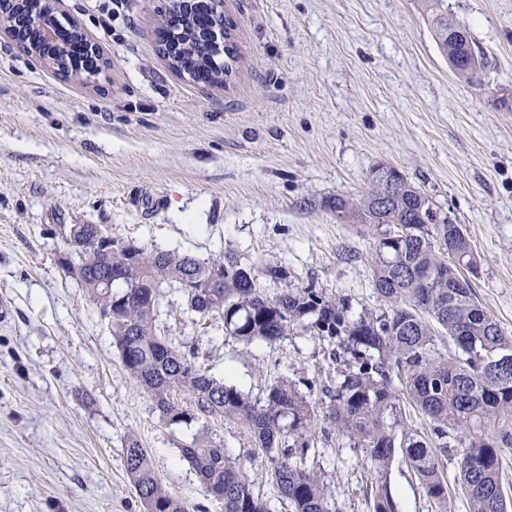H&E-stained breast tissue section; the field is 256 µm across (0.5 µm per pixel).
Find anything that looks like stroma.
I'll list each match as a JSON object with an SVG mask.
<instances>
[{"mask_svg": "<svg viewBox=\"0 0 512 512\" xmlns=\"http://www.w3.org/2000/svg\"><path fill=\"white\" fill-rule=\"evenodd\" d=\"M161 0H123L104 32L95 0H57L108 66L67 79L0 36V512H143L122 447L136 434L162 485L223 512L180 461L201 430L166 425L125 372L107 320L58 259L61 227L98 224L149 249L229 253L266 275L267 295L312 287L379 312L371 240L337 219L371 169L402 172L465 228L480 258L472 286L512 335V0H447L484 59L481 83L449 69L420 0H224L238 58L203 90L158 52ZM159 323L216 378L251 398L278 378L336 376L322 341L290 333L245 346L188 312L178 293ZM238 458L256 493L267 462L243 426L203 428ZM336 512H373L375 480L347 441H330ZM399 512H432L414 472L387 474Z\"/></svg>", "mask_w": 512, "mask_h": 512, "instance_id": "stroma-1", "label": "stroma"}]
</instances>
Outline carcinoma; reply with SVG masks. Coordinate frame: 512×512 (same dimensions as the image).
Returning a JSON list of instances; mask_svg holds the SVG:
<instances>
[{
  "label": "carcinoma",
  "mask_w": 512,
  "mask_h": 512,
  "mask_svg": "<svg viewBox=\"0 0 512 512\" xmlns=\"http://www.w3.org/2000/svg\"><path fill=\"white\" fill-rule=\"evenodd\" d=\"M424 2L450 69L469 84L480 82L482 63L466 26L448 18L444 0ZM157 35L173 70L197 83L224 85L232 66L217 62L194 20L175 27L165 20ZM52 67L77 79L84 71L65 55ZM394 172L379 177L371 171L356 205L336 198L338 217L372 235V290L383 307L380 315L365 311L353 318L345 299L314 288L287 287L268 297L260 274L286 281V267H244L229 253L203 262L127 243L96 256L82 249L92 224L62 225L65 256L80 265L63 270L108 320L126 372L166 424L223 418L242 425L265 455L273 498L288 502L290 512H336L325 473L307 465L310 455H320L319 408L287 379L268 385L253 401L230 378L209 375L198 364V345L162 335V289H175L189 311L222 323L224 334L245 345L274 344L293 328L326 343L328 359L339 367L336 383L321 388L327 420L370 464L377 483L373 512H398L386 482L398 452L434 512H448L442 458L459 438L468 440L457 476L468 512H508L501 458L512 449V362L502 359L512 356V335L477 299L470 276L478 265L463 227L405 176L389 184ZM445 337L456 347L452 354L438 349ZM408 407L422 416L426 430L412 425ZM179 453L224 512H271L270 501L254 492L223 442L196 433ZM123 460L144 512H188L186 501L162 486L134 435L126 440Z\"/></svg>",
  "instance_id": "obj_1"
}]
</instances>
